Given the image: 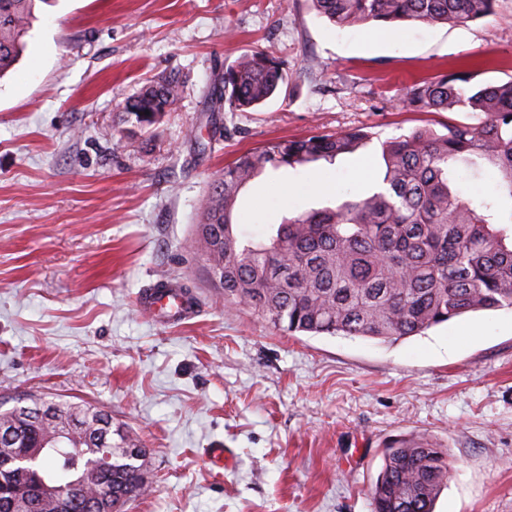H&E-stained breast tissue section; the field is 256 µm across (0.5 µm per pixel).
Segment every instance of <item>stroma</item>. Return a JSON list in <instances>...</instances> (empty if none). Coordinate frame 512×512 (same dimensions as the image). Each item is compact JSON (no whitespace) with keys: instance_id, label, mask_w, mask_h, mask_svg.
I'll use <instances>...</instances> for the list:
<instances>
[{"instance_id":"1","label":"stroma","mask_w":512,"mask_h":512,"mask_svg":"<svg viewBox=\"0 0 512 512\" xmlns=\"http://www.w3.org/2000/svg\"><path fill=\"white\" fill-rule=\"evenodd\" d=\"M390 34L336 27L309 0H52L0 78V401H84L139 439L149 490L125 512H371L383 448L416 435L452 468L435 512H512L511 309L394 342L288 336L225 304L200 251V204L240 154L377 135L336 163L252 182L237 231L260 239L284 211L368 186L358 163L381 141L478 123L405 108L413 83L470 57L475 84L512 79V0ZM252 52L284 60L290 80L257 109L213 111L225 67ZM169 74L177 111L148 134L122 129L125 100ZM160 281L190 287L189 318L139 308ZM467 327L480 336L461 339ZM211 448L229 459L223 474Z\"/></svg>"}]
</instances>
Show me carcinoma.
Here are the masks:
<instances>
[{
	"label": "carcinoma",
	"mask_w": 512,
	"mask_h": 512,
	"mask_svg": "<svg viewBox=\"0 0 512 512\" xmlns=\"http://www.w3.org/2000/svg\"><path fill=\"white\" fill-rule=\"evenodd\" d=\"M37 0H0V76L25 46ZM339 27L397 22L466 23L498 0H309ZM288 77L284 62L263 53L225 67L229 112H247L272 98ZM467 72L410 86L404 101L423 112H475L481 122L448 123L444 132L416 128L380 143L377 179L364 194L311 208L271 225L262 240H242L236 227L241 192L267 169L333 163L373 139L352 129L279 139L244 152L211 182L201 204L199 240L209 276L224 302L250 307L282 333L327 334L383 341L416 336L465 313L512 309V79L466 87ZM181 84L165 76L122 105L124 122L151 130L180 101ZM498 175L495 193L463 197L459 169ZM57 420L21 418L22 405L0 403V430L21 428L26 450L51 441L57 422L74 418L71 460L80 482L65 498L83 502L112 491V509L144 492L146 448L126 436L112 441L111 416L70 401H51ZM111 467H96L104 453ZM370 491L372 512H433L451 477L445 451L425 438L389 443Z\"/></svg>",
	"instance_id": "1"
}]
</instances>
